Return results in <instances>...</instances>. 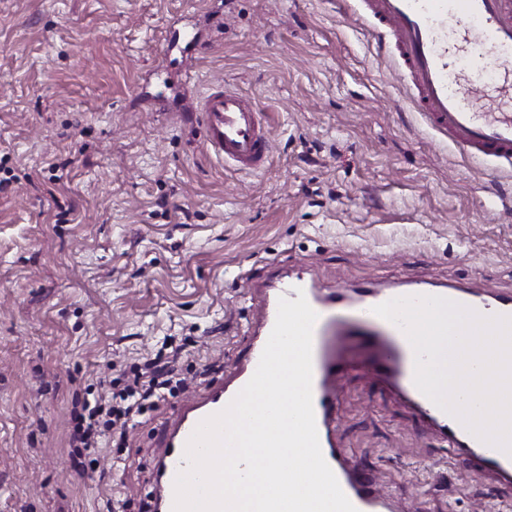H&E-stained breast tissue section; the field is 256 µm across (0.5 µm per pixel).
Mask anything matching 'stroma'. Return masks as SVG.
Wrapping results in <instances>:
<instances>
[{
  "mask_svg": "<svg viewBox=\"0 0 512 512\" xmlns=\"http://www.w3.org/2000/svg\"><path fill=\"white\" fill-rule=\"evenodd\" d=\"M257 104L264 168L205 143L198 99ZM512 172L409 104L355 0H0V512H143L179 411L226 384L266 285L512 292ZM179 349L189 378L96 473L68 433L103 378ZM336 438L392 512H512L388 380L338 382Z\"/></svg>",
  "mask_w": 512,
  "mask_h": 512,
  "instance_id": "1",
  "label": "stroma"
}]
</instances>
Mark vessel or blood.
Wrapping results in <instances>:
<instances>
[{"label":"vessel or blood","mask_w":512,"mask_h":512,"mask_svg":"<svg viewBox=\"0 0 512 512\" xmlns=\"http://www.w3.org/2000/svg\"><path fill=\"white\" fill-rule=\"evenodd\" d=\"M381 47L396 59L410 82L411 101L430 126L464 156L489 162L497 170L512 167V0H357ZM482 90L474 99L470 90ZM207 147L225 164L244 171L259 170L270 148V137L258 119L253 100L233 89L213 90L199 105ZM305 270L277 279L265 297L260 335L249 345L243 368L234 382L209 392L204 402L184 410L169 437L156 473L161 512H174L175 480L186 468L185 447L197 425L219 413L253 376L274 327L280 298L305 296L317 314L313 328L312 402L322 455L357 512H389L371 478L346 462V451L333 439L337 395L328 387L332 377L355 370L392 376L441 430L451 448L467 449L465 465L512 480V455L470 433L440 409L414 383V353L405 333L375 315L383 295L360 289L355 300L322 299ZM411 296H440L486 317H512V293H480L457 286L417 284ZM373 340L375 357L335 356L330 336L337 324Z\"/></svg>","instance_id":"b4317fda"}]
</instances>
